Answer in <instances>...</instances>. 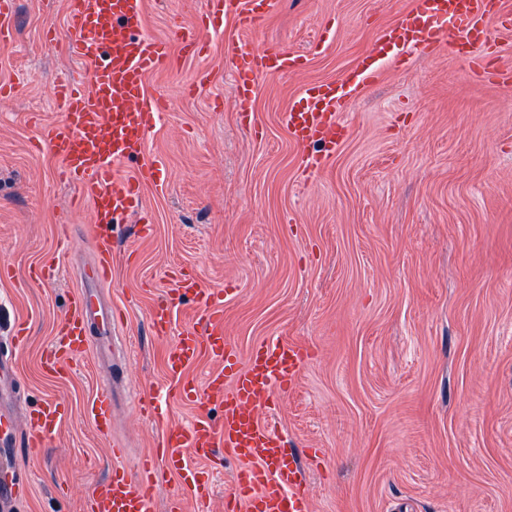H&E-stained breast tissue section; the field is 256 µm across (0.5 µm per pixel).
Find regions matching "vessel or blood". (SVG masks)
Here are the masks:
<instances>
[{"label":"vessel or blood","mask_w":512,"mask_h":512,"mask_svg":"<svg viewBox=\"0 0 512 512\" xmlns=\"http://www.w3.org/2000/svg\"><path fill=\"white\" fill-rule=\"evenodd\" d=\"M205 4L199 18L202 28H220L231 14L252 30L271 9L272 0H205ZM496 5L497 0H419L414 9L383 30L375 63L354 72L348 80L304 89L286 116L296 145L316 144L332 151L336 114L348 85L377 80L380 61L398 60L400 52L407 49L435 52L446 46L471 60L478 76L494 81L511 79L512 72L495 66L496 47L484 27ZM15 12L16 0H0L1 45L13 39ZM67 26L70 55L89 66L88 87L60 85L66 117L43 130L39 145L60 159L63 172L89 202L93 253L69 299L60 337L43 356L42 367L49 374L87 352L103 358L112 346L117 323L111 308L97 306L95 299L98 289L112 280L115 230L127 214L142 208L143 187L153 181L158 169L144 154L147 136L162 107L158 99L146 95L144 81L167 64L170 53L169 40L150 36L144 29V0H68ZM232 55L237 74L235 95L243 112L249 111L261 76L304 64L302 57L275 45L260 51L236 47ZM130 162L138 165L135 176L119 177V168ZM173 282L177 297L194 296L201 313L183 330L167 357L166 370L177 383V398L219 404L223 419L216 424L203 415L189 425L163 430L161 457L142 455L134 477L119 464L126 454L123 444L113 442L117 464L89 496L86 512H153L149 488L162 467L195 498L206 499L211 482L203 463L219 449L238 463L233 505L227 512H310L299 454L290 448L287 436L259 413L265 394L295 384L304 364L302 349L284 341H264L252 348L248 358H241L224 336L223 290L202 288L195 277L182 271L175 272ZM205 355L219 367L201 389L183 381L182 375ZM87 413L100 433L111 434V390L95 395ZM61 421L60 405L55 401L45 402L22 421L0 406V457L22 446L21 424L44 437L54 433ZM25 491V483L12 467L0 468V512H8Z\"/></svg>","instance_id":"1"}]
</instances>
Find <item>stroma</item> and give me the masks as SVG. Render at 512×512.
Returning a JSON list of instances; mask_svg holds the SVG:
<instances>
[{
	"instance_id": "obj_1",
	"label": "stroma",
	"mask_w": 512,
	"mask_h": 512,
	"mask_svg": "<svg viewBox=\"0 0 512 512\" xmlns=\"http://www.w3.org/2000/svg\"><path fill=\"white\" fill-rule=\"evenodd\" d=\"M413 2L274 0L256 30L229 17L203 34L204 0H145L148 32L177 24L209 52L173 49L145 81L164 106L145 154L161 171L143 188L152 234L126 227L104 290L126 314L122 345L108 363L86 353L48 375L41 355L91 256V208L37 144L67 112L55 85H86L87 67L67 50L66 0H18L15 38L0 47V337L26 322L21 412L52 399L64 414L14 456L27 492L13 512H83L112 471L113 441L132 473L163 425L205 413L174 397L164 371L198 306L175 302L166 335L150 327L177 268L224 289V334L240 354L271 339L307 348L296 384L260 413L300 454L311 512H512V81H480L444 48L384 62L347 97L342 140L312 171L284 120L306 87L361 67ZM237 44L307 56L258 80L247 117ZM123 364L105 436L85 406ZM207 467L213 493L188 512H224L233 493L236 461Z\"/></svg>"
}]
</instances>
